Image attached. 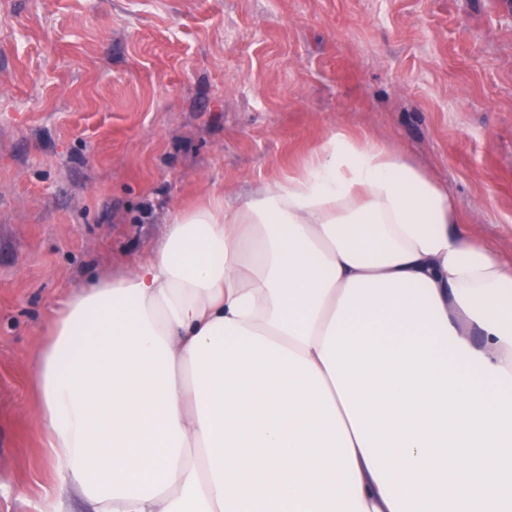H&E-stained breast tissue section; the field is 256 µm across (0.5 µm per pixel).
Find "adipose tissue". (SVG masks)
Listing matches in <instances>:
<instances>
[{"label": "adipose tissue", "mask_w": 512, "mask_h": 512, "mask_svg": "<svg viewBox=\"0 0 512 512\" xmlns=\"http://www.w3.org/2000/svg\"><path fill=\"white\" fill-rule=\"evenodd\" d=\"M376 319L512 390V266L391 147L335 134L244 202L170 209L55 312L32 408L61 472L47 512H426L400 473L379 484L323 350Z\"/></svg>", "instance_id": "adipose-tissue-1"}]
</instances>
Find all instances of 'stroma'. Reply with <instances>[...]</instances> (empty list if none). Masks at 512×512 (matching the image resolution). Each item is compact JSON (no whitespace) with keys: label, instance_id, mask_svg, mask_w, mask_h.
<instances>
[{"label":"stroma","instance_id":"1","mask_svg":"<svg viewBox=\"0 0 512 512\" xmlns=\"http://www.w3.org/2000/svg\"><path fill=\"white\" fill-rule=\"evenodd\" d=\"M335 133L448 185L511 263L512 0H0V512L59 483L31 414L56 303Z\"/></svg>","mask_w":512,"mask_h":512}]
</instances>
